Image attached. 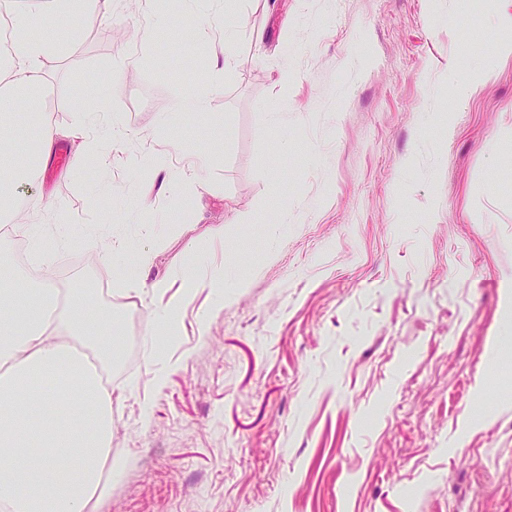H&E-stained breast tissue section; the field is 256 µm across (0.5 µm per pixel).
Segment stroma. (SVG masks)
I'll return each instance as SVG.
<instances>
[{
    "mask_svg": "<svg viewBox=\"0 0 512 512\" xmlns=\"http://www.w3.org/2000/svg\"><path fill=\"white\" fill-rule=\"evenodd\" d=\"M511 19L512 0H114L48 29L53 121L76 126L88 87L130 130L105 169L71 168L81 142L59 138L17 191V226L71 225L43 271L86 289L85 314L111 304L130 348L99 512H512ZM212 82L205 114L172 116ZM149 231L144 284L245 282L185 297L159 390L156 299L118 292L103 254ZM226 273L223 269H213L206 276L200 278L194 273L186 275L185 280L190 288H211L219 304L224 305V288H229L224 281Z\"/></svg>",
    "mask_w": 512,
    "mask_h": 512,
    "instance_id": "stroma-1",
    "label": "stroma"
}]
</instances>
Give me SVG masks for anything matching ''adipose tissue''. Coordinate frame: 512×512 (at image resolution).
<instances>
[{
	"instance_id": "1",
	"label": "adipose tissue",
	"mask_w": 512,
	"mask_h": 512,
	"mask_svg": "<svg viewBox=\"0 0 512 512\" xmlns=\"http://www.w3.org/2000/svg\"><path fill=\"white\" fill-rule=\"evenodd\" d=\"M112 0H47L36 13H13L12 50L0 61V221L15 214L16 189L49 166L61 131L41 104L43 62L54 43L34 38L39 28L67 27L73 13L87 25L99 22ZM32 111L36 149L14 160L13 106ZM82 130L87 156L108 164L112 145L127 137L119 114L100 97L88 102ZM14 258L0 251V502L11 512H98L114 478L124 470L112 454V389L72 352L73 335L86 331L82 301L51 321L43 312L58 294L54 283L13 276Z\"/></svg>"
}]
</instances>
